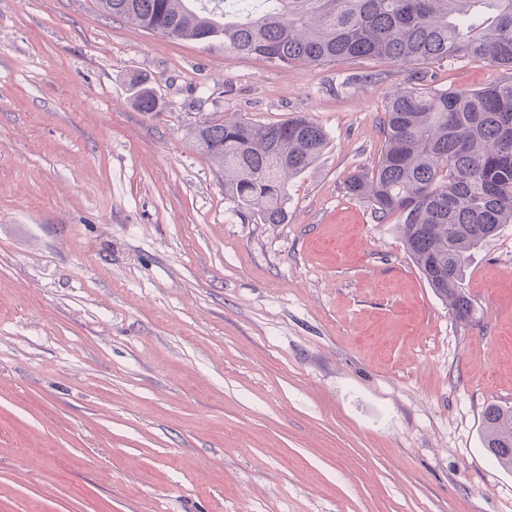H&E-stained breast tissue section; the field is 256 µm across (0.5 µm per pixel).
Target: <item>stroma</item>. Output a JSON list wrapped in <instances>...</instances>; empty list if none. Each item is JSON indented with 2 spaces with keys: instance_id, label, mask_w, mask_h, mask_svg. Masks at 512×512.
<instances>
[{
  "instance_id": "obj_1",
  "label": "stroma",
  "mask_w": 512,
  "mask_h": 512,
  "mask_svg": "<svg viewBox=\"0 0 512 512\" xmlns=\"http://www.w3.org/2000/svg\"><path fill=\"white\" fill-rule=\"evenodd\" d=\"M510 81L273 66L95 0H0V512H512L482 438L512 407V224L468 253L461 323L399 217L344 189L400 87ZM212 112L327 131L287 223L225 198L190 136ZM134 89L133 100L135 106L142 112H156L160 108L159 97L154 90L146 84L145 79L134 78L131 81Z\"/></svg>"
}]
</instances>
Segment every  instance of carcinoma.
I'll list each match as a JSON object with an SVG mask.
<instances>
[{
  "mask_svg": "<svg viewBox=\"0 0 512 512\" xmlns=\"http://www.w3.org/2000/svg\"><path fill=\"white\" fill-rule=\"evenodd\" d=\"M104 14L154 35L222 43L275 66L364 58L442 66L470 57L512 70V0H96ZM135 106L159 97L134 78ZM383 148L346 190L379 221L400 217L401 238L454 317L473 315L462 287L466 253L512 224V82L472 91L406 87L385 104ZM194 146L224 173V196L265 224L288 223V181L328 145L318 123L277 124L212 112ZM485 448L512 469V407L483 413Z\"/></svg>",
  "mask_w": 512,
  "mask_h": 512,
  "instance_id": "obj_1",
  "label": "carcinoma"
}]
</instances>
